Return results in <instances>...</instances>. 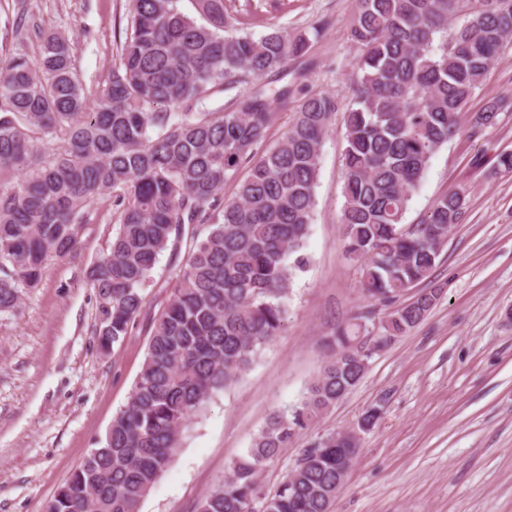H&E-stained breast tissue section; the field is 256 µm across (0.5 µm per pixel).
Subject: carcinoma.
I'll list each match as a JSON object with an SVG mask.
<instances>
[{
  "mask_svg": "<svg viewBox=\"0 0 512 512\" xmlns=\"http://www.w3.org/2000/svg\"><path fill=\"white\" fill-rule=\"evenodd\" d=\"M131 0L132 20L112 78L88 104L69 40L40 30L37 57L0 61V312L19 307L45 260L78 248L82 209L112 193L120 224L91 267L94 335L103 352L122 342L146 303L159 257L187 224L208 234L177 264L168 302L154 319L142 369L105 443L91 449L44 512H140L180 450L188 421L231 388L279 335L298 255L313 220L323 139L339 102L304 96L277 144L265 148L272 104L295 92L263 86L208 101L303 56L308 33L272 25L238 31L224 0ZM353 104L346 112L344 253L361 267L372 309L326 337L327 360L302 401L272 413L252 447L233 460L196 512H330L344 485L341 461L359 440L329 434L305 449L278 489L261 474L362 379L359 345L419 325L438 292H420L379 319L373 310L429 279L466 209L465 191L432 205L405 228L414 191L433 155L463 133L459 120L499 50L512 42V0H357ZM500 99L471 118L467 137L498 123ZM249 168L236 198L224 183Z\"/></svg>",
  "mask_w": 512,
  "mask_h": 512,
  "instance_id": "carcinoma-1",
  "label": "carcinoma"
}]
</instances>
